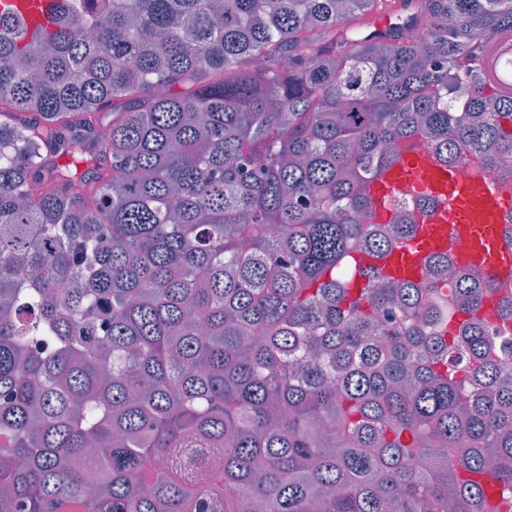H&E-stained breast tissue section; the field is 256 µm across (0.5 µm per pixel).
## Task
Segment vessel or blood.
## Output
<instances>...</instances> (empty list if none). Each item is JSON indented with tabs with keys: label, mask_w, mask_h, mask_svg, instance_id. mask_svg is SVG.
I'll list each match as a JSON object with an SVG mask.
<instances>
[{
	"label": "vessel or blood",
	"mask_w": 512,
	"mask_h": 512,
	"mask_svg": "<svg viewBox=\"0 0 512 512\" xmlns=\"http://www.w3.org/2000/svg\"><path fill=\"white\" fill-rule=\"evenodd\" d=\"M58 0H0L15 6L24 20L46 23ZM376 203L400 196L426 197L434 207L421 221L415 239L390 256L366 259L389 276L416 277L426 257L451 251L454 262L481 268L504 278L512 274V247L503 238V220L512 210V191L467 172L462 166L440 164L428 149L412 143L399 162L387 169L371 187Z\"/></svg>",
	"instance_id": "1"
}]
</instances>
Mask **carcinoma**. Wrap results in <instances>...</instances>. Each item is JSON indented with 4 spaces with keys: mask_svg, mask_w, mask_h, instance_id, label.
Masks as SVG:
<instances>
[{
    "mask_svg": "<svg viewBox=\"0 0 512 512\" xmlns=\"http://www.w3.org/2000/svg\"><path fill=\"white\" fill-rule=\"evenodd\" d=\"M407 139L512 187V0L0 15V512H512V280L354 261Z\"/></svg>",
    "mask_w": 512,
    "mask_h": 512,
    "instance_id": "cac0c4a2",
    "label": "carcinoma"
}]
</instances>
